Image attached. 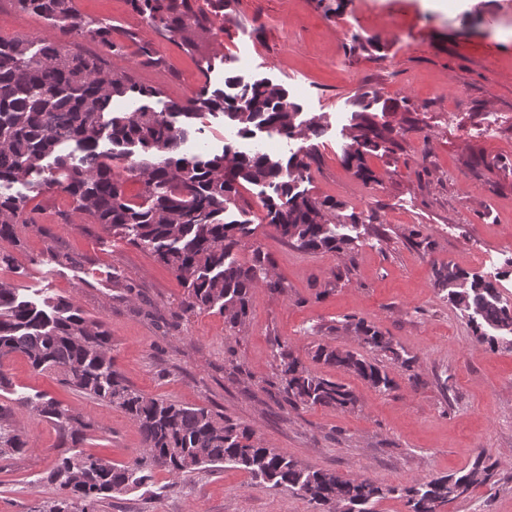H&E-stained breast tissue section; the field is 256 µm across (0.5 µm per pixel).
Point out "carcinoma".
I'll list each match as a JSON object with an SVG mask.
<instances>
[{
	"mask_svg": "<svg viewBox=\"0 0 512 512\" xmlns=\"http://www.w3.org/2000/svg\"><path fill=\"white\" fill-rule=\"evenodd\" d=\"M161 36H178L186 48L213 29V20L194 11L190 0H128ZM14 7L47 21L53 39L34 44L26 39H0V186H57L104 229L127 236L149 251L187 285L182 306L190 313L216 310L232 331L245 325L252 291L265 286L286 288L271 274V261L261 247L240 261L235 251L252 233L245 221L224 214L244 183L272 190L264 198L268 223L281 239L311 253L351 255L354 238L340 234L336 201L315 200L298 190L315 156L300 149L287 160L261 152L224 146L214 156H186L182 147L195 120L208 114L238 127L241 137L275 132L305 139L318 133L315 120L299 121L298 107L287 91L268 80L242 82L227 76L233 94L202 88L184 101L155 110L159 91L138 83L133 74L111 68L105 57L72 49L70 38L106 45L123 57L126 42L137 46L139 64L158 66L161 57L150 40L125 33L112 40V28L82 16L74 0H13ZM131 99L130 112L111 110L115 99ZM364 111L356 114V148L347 154L355 175L373 179L364 164L368 150L396 144L394 129ZM138 177L143 201L129 200L125 174ZM27 195L0 193V240L15 239L19 224H31ZM434 287L448 291V303L467 318L477 343L494 351L512 347V306L501 299L491 281L455 265L434 269ZM342 329L354 333L370 359L328 343L317 344L312 359L340 368L371 388L393 389L383 358L411 368L416 356L400 351L393 340L362 320L349 318ZM279 387L294 409L316 406L355 407L353 390L317 376L277 344ZM19 353L37 373H54L71 390L122 410L136 426L142 450L126 465L82 452L59 456L48 479L56 497L42 512H96L99 503L150 482L155 471L185 477L206 468L231 464L271 488H286L315 505L318 512H373L372 504L400 491L411 512H441V507L467 497L492 480L498 465L479 453L458 473L416 480L399 490L359 476L343 479L315 469L264 446L252 429L204 406L150 396L134 388L114 369L112 336L104 322L86 317L70 299L41 304L20 296L0 282V360ZM37 416L52 422L73 443L91 427L81 415L53 398L28 401ZM0 407V456L25 452L20 431L4 422Z\"/></svg>",
	"mask_w": 512,
	"mask_h": 512,
	"instance_id": "obj_1",
	"label": "carcinoma"
}]
</instances>
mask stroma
Segmentation results:
<instances>
[{
  "mask_svg": "<svg viewBox=\"0 0 512 512\" xmlns=\"http://www.w3.org/2000/svg\"><path fill=\"white\" fill-rule=\"evenodd\" d=\"M194 10L222 12L223 30L180 38L154 35L128 0H75L84 16L110 25L114 39L135 31L154 40L161 67H134L158 89L156 109L220 89L227 74L281 85L301 119L320 136L256 134L251 145L281 158L305 147L316 156L299 184L307 196L338 202L336 222L357 237L352 257L312 255L281 240L266 218L259 187L244 185L228 219L255 232L238 252L261 247L285 293L251 294L241 331L217 311L184 312L185 284L149 252L112 234L58 188L28 190L32 223L15 241L0 281L37 301L65 297L112 335L119 373L146 394L199 405L249 426L265 446L345 478L392 487L375 512H410L399 489L412 481L466 469L478 452L498 466L490 484L442 512H512V349L478 344L466 320L433 285V269L454 264L492 281L512 303V0H191ZM47 23L0 0V38L54 37ZM370 108L389 124L394 151L364 156L374 178L348 165L354 115ZM241 137L223 120H197L188 151L222 153ZM374 325L418 358L414 368L389 363L396 383L375 391L343 370L312 361L320 340L357 349L338 331L344 318ZM314 374L342 382L354 408L292 409L277 384V344ZM12 382L0 407L27 440L20 456H0V512H39L55 496L48 473L66 446L25 401L38 394L89 417L77 451L124 464L141 437L120 410L33 371L26 357L0 362ZM98 512H316L287 489L252 480L231 465L192 477L155 473L153 484L106 500Z\"/></svg>",
  "mask_w": 512,
  "mask_h": 512,
  "instance_id": "stroma-1",
  "label": "stroma"
}]
</instances>
